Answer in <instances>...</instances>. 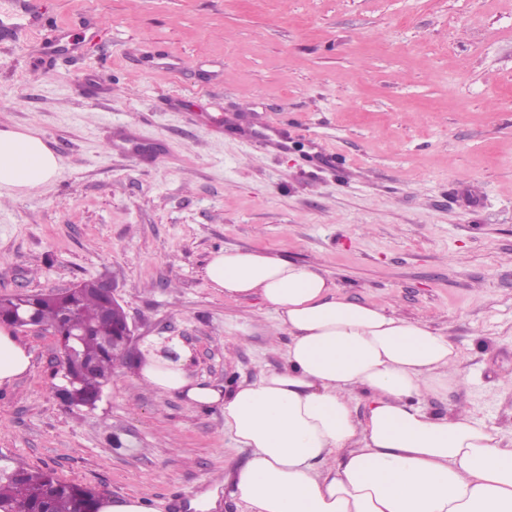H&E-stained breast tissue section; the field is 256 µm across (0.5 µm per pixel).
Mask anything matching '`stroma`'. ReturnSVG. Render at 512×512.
<instances>
[{"label": "stroma", "instance_id": "stroma-1", "mask_svg": "<svg viewBox=\"0 0 512 512\" xmlns=\"http://www.w3.org/2000/svg\"><path fill=\"white\" fill-rule=\"evenodd\" d=\"M38 4L65 36L0 29V130L37 131L62 170L0 195V297L111 280L133 351L76 407L54 336L17 330L32 359L0 388L1 469L187 512L244 463L220 409L139 375L168 336L216 386L283 368L272 309L208 281L223 250L313 265L448 337L465 379L423 407L512 438V0Z\"/></svg>", "mask_w": 512, "mask_h": 512}]
</instances>
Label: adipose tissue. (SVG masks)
<instances>
[{
  "mask_svg": "<svg viewBox=\"0 0 512 512\" xmlns=\"http://www.w3.org/2000/svg\"><path fill=\"white\" fill-rule=\"evenodd\" d=\"M61 159L35 132L0 131V191L56 180ZM230 298L260 297L287 333L286 364L219 388L187 357L145 351L141 379L157 393L219 407L224 431L250 456L224 471L247 512H512V446L467 411L452 419L420 404L435 378L464 379L461 354L428 327L335 294L310 265L224 250L206 268ZM0 327V386L31 366Z\"/></svg>",
  "mask_w": 512,
  "mask_h": 512,
  "instance_id": "obj_1",
  "label": "adipose tissue"
}]
</instances>
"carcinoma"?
Returning <instances> with one entry per match:
<instances>
[{"instance_id":"obj_1","label":"carcinoma","mask_w":512,"mask_h":512,"mask_svg":"<svg viewBox=\"0 0 512 512\" xmlns=\"http://www.w3.org/2000/svg\"><path fill=\"white\" fill-rule=\"evenodd\" d=\"M103 298L95 281L58 301L49 293L28 294L23 298L0 300V323L12 324L14 315L33 314L39 324L55 328L64 311L74 309L81 315L85 333L78 343L77 357L68 360L61 394L69 403L84 394L104 388L112 379L119 360L112 357V319L100 315ZM0 512H97L95 494L77 484L28 468L0 472Z\"/></svg>"}]
</instances>
